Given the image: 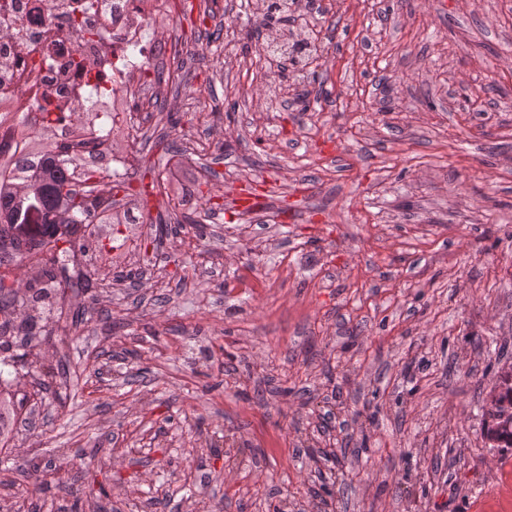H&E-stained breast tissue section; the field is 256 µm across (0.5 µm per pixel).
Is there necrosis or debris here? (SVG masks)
<instances>
[{
	"label": "necrosis or debris",
	"mask_w": 512,
	"mask_h": 512,
	"mask_svg": "<svg viewBox=\"0 0 512 512\" xmlns=\"http://www.w3.org/2000/svg\"><path fill=\"white\" fill-rule=\"evenodd\" d=\"M175 13L176 0H0V154L15 151L16 120L38 130L43 111L66 113L54 141L90 159L99 190L110 191L134 157L143 103L181 105L172 95L185 60L171 34Z\"/></svg>",
	"instance_id": "necrosis-or-debris-1"
}]
</instances>
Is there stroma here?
I'll return each mask as SVG.
<instances>
[{
    "mask_svg": "<svg viewBox=\"0 0 512 512\" xmlns=\"http://www.w3.org/2000/svg\"><path fill=\"white\" fill-rule=\"evenodd\" d=\"M310 23L306 112L242 37L220 70L189 54L181 122L157 113L130 173L162 162L161 189L90 230L101 272L134 238L144 277L67 292L31 344L0 512H28L35 469L41 512H512V451L483 436L512 368V7L318 0ZM249 193L291 217L236 232L225 200ZM205 196L202 231L144 234Z\"/></svg>",
    "mask_w": 512,
    "mask_h": 512,
    "instance_id": "1",
    "label": "stroma"
}]
</instances>
